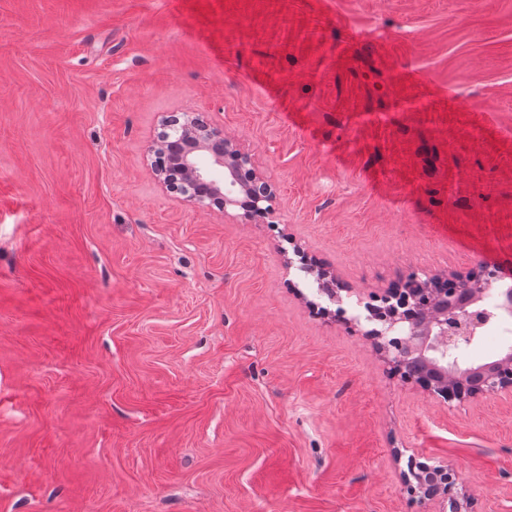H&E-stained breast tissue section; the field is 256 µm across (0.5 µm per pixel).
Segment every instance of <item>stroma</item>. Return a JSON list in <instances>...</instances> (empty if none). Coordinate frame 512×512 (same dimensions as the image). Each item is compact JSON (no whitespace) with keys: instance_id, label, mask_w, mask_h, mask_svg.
Wrapping results in <instances>:
<instances>
[{"instance_id":"1","label":"stroma","mask_w":512,"mask_h":512,"mask_svg":"<svg viewBox=\"0 0 512 512\" xmlns=\"http://www.w3.org/2000/svg\"><path fill=\"white\" fill-rule=\"evenodd\" d=\"M205 112L274 221L146 154ZM355 288L512 268V0H0V512H512V398L391 379ZM402 483L413 505L431 503L439 508L435 512H462L456 491L457 477L447 464H429L410 457L407 471L402 473Z\"/></svg>"}]
</instances>
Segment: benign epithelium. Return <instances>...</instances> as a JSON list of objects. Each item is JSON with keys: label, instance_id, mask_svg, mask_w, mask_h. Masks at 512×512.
<instances>
[{"label": "benign epithelium", "instance_id": "1", "mask_svg": "<svg viewBox=\"0 0 512 512\" xmlns=\"http://www.w3.org/2000/svg\"><path fill=\"white\" fill-rule=\"evenodd\" d=\"M155 178L171 193L203 209L228 213L238 207L241 217L272 218L276 190L255 168L249 153L210 127L198 112H169L150 149ZM294 253L302 268L315 273L329 295L344 291L356 295L367 311L365 318L336 319L347 332L370 341L387 365L388 375L423 390L441 405H464L502 393L512 394V353L483 369L478 387L469 388L467 374L455 355L469 347L477 332L498 315L512 316V289L505 302L491 312L479 305L494 290L496 270L481 266L469 278L411 272L385 288L356 291L323 263L299 246ZM374 324L365 329L361 321ZM439 365L438 380L427 381L408 366L415 353ZM402 483L413 505L434 504L437 512H462L457 477L447 464L409 458Z\"/></svg>", "mask_w": 512, "mask_h": 512}]
</instances>
